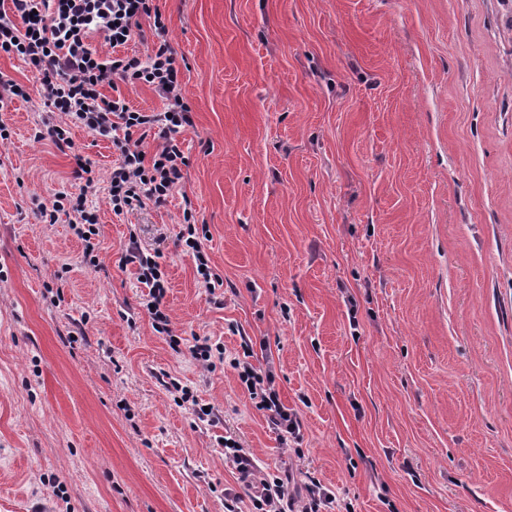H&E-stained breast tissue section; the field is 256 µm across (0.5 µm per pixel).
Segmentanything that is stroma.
<instances>
[{
	"label": "stroma",
	"mask_w": 512,
	"mask_h": 512,
	"mask_svg": "<svg viewBox=\"0 0 512 512\" xmlns=\"http://www.w3.org/2000/svg\"><path fill=\"white\" fill-rule=\"evenodd\" d=\"M156 4L190 164L160 208L115 215L99 183L95 265L37 205L111 142L75 127L64 154L38 97L0 111V512H255L226 438L298 503L313 479L348 512H512V0ZM132 236L212 369L154 332ZM248 345L299 439L229 366ZM181 223L184 224L182 239L188 248L187 252H190L193 257L199 283L206 288L211 296L210 302L220 305L223 299H221V294H216V290L223 286V279L214 271L210 264V258L203 249L199 228L196 224V212L189 201L185 202ZM201 266H204V271H201ZM195 344L189 347L191 356L196 362L206 368H211L214 365V358L223 360L224 358V347L220 343L211 344L210 339L204 337L194 338Z\"/></svg>",
	"instance_id": "35a3bbf8"
}]
</instances>
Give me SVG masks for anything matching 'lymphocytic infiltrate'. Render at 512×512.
Wrapping results in <instances>:
<instances>
[{
  "label": "lymphocytic infiltrate",
  "instance_id": "obj_1",
  "mask_svg": "<svg viewBox=\"0 0 512 512\" xmlns=\"http://www.w3.org/2000/svg\"><path fill=\"white\" fill-rule=\"evenodd\" d=\"M153 20L152 34H145L141 18ZM103 36L111 54H101L93 44ZM145 42V55H123L120 47ZM22 60L39 82L43 105L37 139L49 140L58 150L72 149L71 126L110 139L117 155L108 181V203L121 215L152 205L166 204L188 167L180 136L193 125L192 109L182 93L180 66L168 38V28L154 0H10L0 4V54ZM151 86L164 101L159 112H145L129 106L123 95L106 96L104 87L118 83ZM78 192L55 196L52 204H39L43 223L53 224L60 211H71L70 228L84 244L83 260L94 264L98 218L87 205L100 177L90 161L77 159ZM182 237L199 266L198 279L210 300L221 304L216 290L221 276L214 271L197 227L196 212L185 205ZM123 264L136 265L140 283L148 288L146 308L156 333L172 348L182 340L173 335L170 320L160 305L166 293L165 273L157 256L129 245ZM237 377L257 409L283 433L296 436L300 426L296 414L279 400L272 372L255 367L247 359L230 361Z\"/></svg>",
  "mask_w": 512,
  "mask_h": 512
}]
</instances>
